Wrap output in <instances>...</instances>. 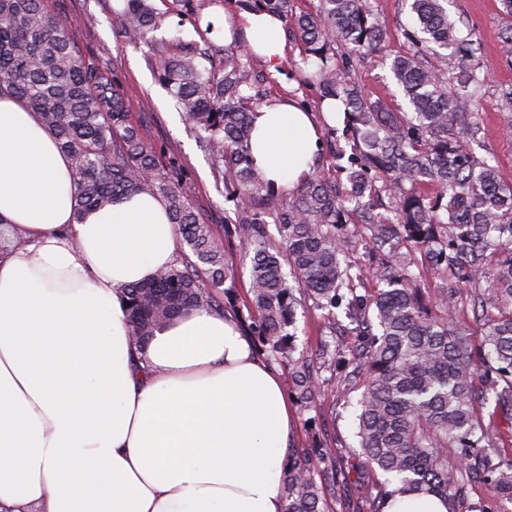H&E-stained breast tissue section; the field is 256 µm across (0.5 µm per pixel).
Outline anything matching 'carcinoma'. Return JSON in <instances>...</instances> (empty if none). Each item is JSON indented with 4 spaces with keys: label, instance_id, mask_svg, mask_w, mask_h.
Segmentation results:
<instances>
[{
    "label": "carcinoma",
    "instance_id": "1",
    "mask_svg": "<svg viewBox=\"0 0 512 512\" xmlns=\"http://www.w3.org/2000/svg\"><path fill=\"white\" fill-rule=\"evenodd\" d=\"M418 54L390 63L411 107L394 112L370 100L349 77L355 54L381 52L387 24L370 0H318L295 14L294 0H255L256 7L291 17L290 36L303 56L318 60L303 82L321 100L344 105L350 150L334 146V174L312 176L296 195L269 204L272 186L252 167V112L260 90L245 94L252 55L222 48L209 38L177 40L151 57L158 80L193 125L224 187L235 201V230L250 263L249 333L266 355L288 364V386L309 407L324 392V379L304 356L294 357L297 308L311 298L331 329L338 313L355 337L347 350H325L329 364L363 376L357 432L364 462L394 480V487L363 488L348 512H386L397 494H431L448 512L466 483L487 474L492 502L483 512H512V179L493 158H476L464 141L480 134L475 102L484 78L468 64L473 40L448 12V0H408ZM502 4L500 49L512 59V0ZM123 37L146 40L165 14L149 0H124ZM344 49L336 63L329 52ZM21 98L53 133L72 160L77 213L134 194L165 202L197 262L158 271L127 289L133 335L147 341L188 307H234L226 285L224 247L185 193L158 168L146 135L134 127L122 97L89 68L71 33L44 9L43 0H0V88ZM275 232H270L269 225ZM375 258L366 294L363 271L346 259L353 243ZM205 266L201 279L198 265ZM290 268L294 284L282 271ZM432 274L447 287L422 288ZM486 283L471 300L483 321L482 346L474 348L459 320L462 285ZM508 384L500 386V380ZM494 407L484 411L486 394ZM459 456L448 463V449ZM336 450L296 448L282 479L283 512H325L316 475L333 477Z\"/></svg>",
    "mask_w": 512,
    "mask_h": 512
}]
</instances>
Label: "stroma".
Listing matches in <instances>:
<instances>
[{
  "mask_svg": "<svg viewBox=\"0 0 512 512\" xmlns=\"http://www.w3.org/2000/svg\"><path fill=\"white\" fill-rule=\"evenodd\" d=\"M373 10L389 26V38L383 55H368L354 64L352 76L371 99L383 100L392 110L405 107L402 93L391 79L389 60L414 52L406 32L414 26L413 17L403 0H370ZM46 10L61 21L74 35L76 45L95 71L112 82L123 97L131 123L146 130L161 172L189 196L194 207L210 224L225 249V259L236 285L239 301L230 315L233 319L249 316L246 305L250 268L241 261V243L236 235L225 232L224 218L232 214L235 203L224 189L195 131L177 108L173 98L154 77L151 46L178 37L196 41L195 19L230 15L242 20L245 9L241 0H195V15L171 11V0H152L164 12L163 25L152 34L151 44L129 43L121 34L118 12L120 0H44ZM499 0H451L448 9L463 33L471 34L480 48L471 60L486 79L485 94L476 112L484 137L475 146L477 156L496 160L503 172L512 178V110L502 99V92L512 88V61L500 52L499 35L502 21ZM300 51L289 46L285 62L270 70L261 58H254L249 72L263 93L264 102L290 97L319 114V94L315 87L301 82ZM344 344V337H332L325 326L323 313L305 303L297 311L295 347L308 358H317L323 344ZM361 389L356 384L336 378L312 407L295 406L296 435L293 447L309 448L321 443L336 450L344 468L336 476L335 487L325 490L333 512H345L344 498L355 494L365 478L357 466L358 441L357 401Z\"/></svg>",
  "mask_w": 512,
  "mask_h": 512,
  "instance_id": "35a3bbf8",
  "label": "stroma"
}]
</instances>
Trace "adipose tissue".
<instances>
[{
	"label": "adipose tissue",
	"instance_id": "adipose-tissue-1",
	"mask_svg": "<svg viewBox=\"0 0 512 512\" xmlns=\"http://www.w3.org/2000/svg\"><path fill=\"white\" fill-rule=\"evenodd\" d=\"M283 21L224 20L270 66ZM275 188L315 169L321 128L279 100L252 116ZM71 160L0 90V512H283L294 413L280 375L231 316L201 306L145 347L127 289L180 263L160 197L77 214Z\"/></svg>",
	"mask_w": 512,
	"mask_h": 512
}]
</instances>
